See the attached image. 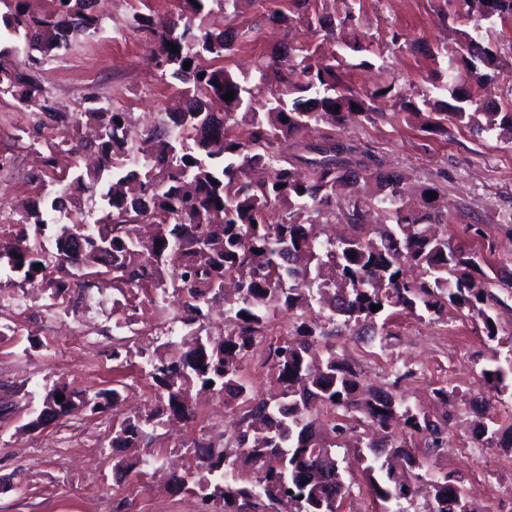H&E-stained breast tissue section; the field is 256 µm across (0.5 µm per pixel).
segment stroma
I'll return each mask as SVG.
<instances>
[{"label": "stroma", "instance_id": "obj_1", "mask_svg": "<svg viewBox=\"0 0 512 512\" xmlns=\"http://www.w3.org/2000/svg\"><path fill=\"white\" fill-rule=\"evenodd\" d=\"M140 6L161 19L179 11L178 0H102L100 31L53 51L41 67L42 83L57 103L73 109L86 93H95L126 112L141 133L158 126L167 109L180 106L177 86L161 77L155 41L127 26ZM444 6L445 0H310V12L346 19L345 27L328 35L309 26L295 0H225L213 7L206 24L240 32L236 50L223 61L237 78L257 79L262 60L302 45L320 59L342 57L343 77L360 93L393 82L435 98L434 83L447 70L466 28L462 21H441ZM355 38L366 52L349 49ZM364 59L370 67H361ZM375 107L372 121L355 116L344 125H321L320 131L367 146L412 189L439 187L451 245H478L474 231L479 228L495 246L491 263L512 265V144L494 132L473 136L461 124L441 135L425 133L423 117L400 112L392 97L377 100ZM45 157L42 151H25L19 167L6 173L14 195L0 205L34 204L38 194L32 180L44 171ZM27 324L28 332L0 342V480L10 485L9 492L0 493V512H187L191 497L176 483L145 475L139 466L122 477L113 471L116 453L135 460L154 457L166 470L176 467L169 456L171 440L156 436L150 446L112 452L108 408L98 415L93 453L73 446L76 429L69 419L30 428L32 411L52 387L65 384L94 393L118 380L131 383L134 369L129 362L116 365L111 338L101 336L91 345L100 369L74 379L72 371L53 369L40 341L52 332L57 342H68L70 326L56 327L42 311L29 316ZM387 330V342L368 344L331 325L323 342L356 366L365 388L395 387L399 397L430 416H448L447 447L428 454L419 444L415 452L425 455L428 472L457 481L469 512H512V501L486 500L477 491L484 480L512 488V471L495 466L512 458V448L481 446L473 439L480 416L471 402L485 391L480 370L492 354L486 337L453 310L433 320L398 315ZM407 368L412 376L396 380V372ZM447 384L455 386L456 395L439 402L433 390Z\"/></svg>", "mask_w": 512, "mask_h": 512}]
</instances>
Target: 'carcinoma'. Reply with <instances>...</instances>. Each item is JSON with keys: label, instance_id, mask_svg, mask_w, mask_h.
Instances as JSON below:
<instances>
[{"label": "carcinoma", "instance_id": "cac0c4a2", "mask_svg": "<svg viewBox=\"0 0 512 512\" xmlns=\"http://www.w3.org/2000/svg\"><path fill=\"white\" fill-rule=\"evenodd\" d=\"M209 1L223 3L181 0L174 18L136 11L128 20L132 30L157 41L162 76L176 82L186 99L147 134L155 160L138 170L130 168V160L140 150V137L126 113L94 94L75 112L59 111L42 86L40 59L32 56L21 66L9 48H0V97L9 95L19 111L54 122L65 143L75 139L84 119L98 130L95 141L79 143L98 155L96 168L51 174L62 189L47 199L50 208L36 203L20 223L40 229L51 224L60 240L83 237L87 275L110 281L118 294L174 289L187 322L203 317L209 297L224 289L225 280L236 281L235 295L224 297V335L191 342L179 362L151 373L174 416L189 411V392L196 385H211L224 392L225 403L243 410L230 443L207 449L195 468L177 478L181 488L221 502L222 512H280L286 502L294 505L290 512H337L350 494L344 478L349 466L333 449L360 426L352 416L356 412L378 432V439L365 445L359 440L353 448L379 512H406L403 502L412 499L415 482L423 479L431 488L429 512H466L462 492L448 475L424 478L422 462L407 441L394 438L399 429L434 452L446 446L448 418L433 419L392 392L364 390L354 365L317 346L316 337L325 335L322 326L302 324L296 337L284 338L273 350L271 369L282 385L277 399L256 391L242 377L241 364L271 316L281 311L325 309L328 322L385 340L392 317L440 318L452 305L459 316L481 325L489 341H497L496 311L508 304L492 291L496 281L487 273L492 265L484 254L455 247L436 231V225L448 223V214L427 196L435 188H422L421 208L408 209L409 187L380 159L357 143L330 136L320 137L316 149L305 133L348 115L367 118L374 112L369 101L390 96L402 111L425 106L430 134L447 132L449 122L463 123L477 137L497 131L512 142V97L499 96L485 73L500 68L502 56L483 36L484 23L512 16V0H448L454 9L440 18L471 24V31L463 32L467 50L448 65L441 89L449 99L420 101L392 85L369 95L355 92L336 65L310 62L303 46L273 57L260 69L259 83L239 81L219 65L234 49L235 35L205 31L200 24ZM0 4L6 8L0 22L7 34L24 38L42 55L95 33L102 21L100 0H53L40 14L29 12L26 0ZM173 45L178 51H171ZM464 74L483 90L481 96L460 85ZM269 82L277 90L266 95ZM229 91L233 100L224 102V115L206 110L207 98L221 99ZM361 179L374 183L378 196L356 197L353 186ZM75 189L99 200L101 216L88 231L72 219L81 210ZM274 203L286 211L270 223L267 211ZM374 205L386 223H365L366 209ZM331 219L351 225L353 233L320 238L318 224ZM100 254L111 256L112 264L98 266ZM40 262L34 247L16 268L35 276ZM407 264L420 270L419 280L401 277ZM373 304L381 309L371 311ZM491 360L481 377L501 394L509 390L512 347L504 354L493 348ZM58 394L64 396L60 403ZM84 396L55 386L45 394L41 414L64 417ZM150 428L147 419H115L112 447L143 446L151 441ZM475 440L511 448L512 426L504 430L482 422Z\"/></svg>", "mask_w": 512, "mask_h": 512}]
</instances>
